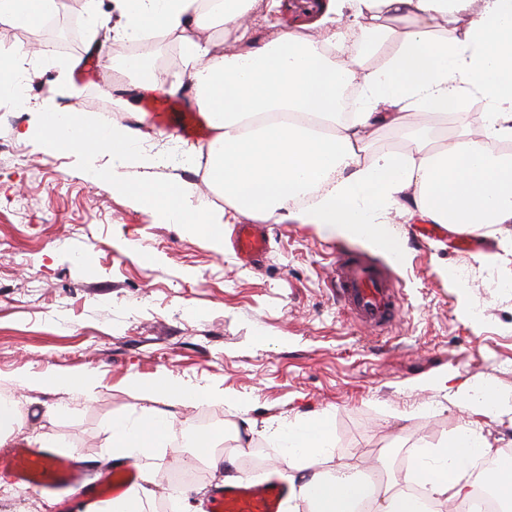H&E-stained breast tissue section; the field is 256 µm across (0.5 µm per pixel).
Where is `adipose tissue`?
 <instances>
[{
	"mask_svg": "<svg viewBox=\"0 0 512 512\" xmlns=\"http://www.w3.org/2000/svg\"><path fill=\"white\" fill-rule=\"evenodd\" d=\"M256 0H116L112 34L135 40L152 31L178 34L192 83V101L215 131L208 152L209 181L239 214L278 224L309 225L328 237L357 240L405 260L389 222L404 194L410 215L471 234L512 223V163L485 148L489 138L512 141V0H308L317 38L289 30L272 39L240 41L213 53L196 36L216 17L242 25ZM468 17L463 37L435 36L437 21ZM407 22L406 30L395 27ZM386 51L385 64L362 72L363 56ZM489 112L477 135L462 131L434 148L426 128L410 127L409 113L430 121L461 120L473 98ZM407 131L414 152L367 156L375 127ZM32 135L46 147L109 156L114 190L134 197L157 223L183 224L223 242L221 216L194 204L187 184L134 185L124 175L149 163L141 130L110 127L84 113L43 105ZM129 391L148 400L139 419L112 425L113 455L139 459L166 445L171 407H193L213 393L163 375L130 376ZM459 400L476 413L512 417V398L484 385L461 384ZM270 437L282 450L279 475L289 486L291 512H419L415 497L386 485L370 486L355 467L338 465L321 478L315 463L332 456L330 411L278 424ZM492 448L482 434L461 428L440 447L423 449L414 474L435 504L472 495L468 467Z\"/></svg>",
	"mask_w": 512,
	"mask_h": 512,
	"instance_id": "ef3b65f1",
	"label": "adipose tissue"
}]
</instances>
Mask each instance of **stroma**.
<instances>
[{
    "label": "stroma",
    "mask_w": 512,
    "mask_h": 512,
    "mask_svg": "<svg viewBox=\"0 0 512 512\" xmlns=\"http://www.w3.org/2000/svg\"><path fill=\"white\" fill-rule=\"evenodd\" d=\"M54 28H17L0 22V55L13 57L29 93L0 94V394L15 397L26 431L55 437L60 457H79L91 478L122 466L106 446L113 419L137 415L145 400L126 390L128 376L163 373L178 383L214 389L212 401L173 408L168 447L143 464L155 476L145 512H182L186 489L208 507L223 470L193 460L202 413L217 416L210 434L219 453L239 454L243 476L281 468L280 456L251 466L270 425L330 411L335 456L341 463L380 471L402 482L395 459L444 440L467 425L495 450L512 449V424L470 412L455 390L486 383L512 396V288H486L490 278L512 277V224L479 230L467 255L454 237H418V219L394 226L406 251L395 276L407 301L405 316L382 334L356 324L330 283L337 250L366 245L326 238L300 224H266L261 261L238 260L230 239L243 216L225 209L224 195L201 174L207 142H190L168 128L151 127L142 153L180 160L136 165L129 181L193 183L212 211L227 212L226 241L215 247L181 224L152 223L110 180L89 182L78 151H53L30 137L44 102L96 121L119 114V126L138 120L113 88L123 76L109 61L139 59L166 81L183 80L176 100L190 108L191 88L181 61L162 42L130 46L92 28L84 0H56ZM81 16L82 40L70 42V18ZM302 0H282L280 13L257 0L249 30L269 35L305 22ZM489 254L486 262L475 253ZM92 375V397L29 388L25 379ZM448 386H441L442 378ZM249 404L241 414L238 403ZM198 470L187 488L163 483V473Z\"/></svg>",
    "instance_id": "35a3bbf8"
}]
</instances>
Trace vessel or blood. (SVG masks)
Listing matches in <instances>:
<instances>
[{"mask_svg":"<svg viewBox=\"0 0 512 512\" xmlns=\"http://www.w3.org/2000/svg\"><path fill=\"white\" fill-rule=\"evenodd\" d=\"M153 117L159 124H173L177 132L189 140L200 139L206 134L197 114L178 111L173 101H157ZM267 246L260 225H236L233 248L241 261H259ZM332 276V285L343 309L366 327L382 331L404 316V298L397 280L392 271L374 257L337 254ZM0 472L47 493L74 490L89 503L96 502L106 487L102 480L86 483L84 471L77 462L58 459L44 448H0ZM287 494L286 484L247 479L238 484L215 487L210 509L211 512H280Z\"/></svg>","mask_w":512,"mask_h":512,"instance_id":"obj_1","label":"vessel or blood"}]
</instances>
